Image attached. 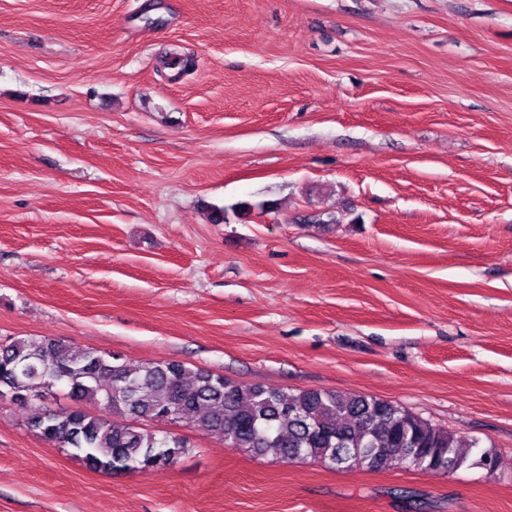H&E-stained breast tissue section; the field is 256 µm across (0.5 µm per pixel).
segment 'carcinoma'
I'll return each instance as SVG.
<instances>
[{
    "label": "carcinoma",
    "instance_id": "carcinoma-1",
    "mask_svg": "<svg viewBox=\"0 0 512 512\" xmlns=\"http://www.w3.org/2000/svg\"><path fill=\"white\" fill-rule=\"evenodd\" d=\"M58 386L77 406L58 412L44 406L30 427L105 473L171 466L186 453L187 441L160 436L140 421L178 423L187 416L225 447L257 457L271 452L283 461L309 458L337 469L402 466L449 474L467 462L454 433L381 398L318 389L288 394L176 362L132 366L117 354L55 337L0 343V394L22 400Z\"/></svg>",
    "mask_w": 512,
    "mask_h": 512
}]
</instances>
